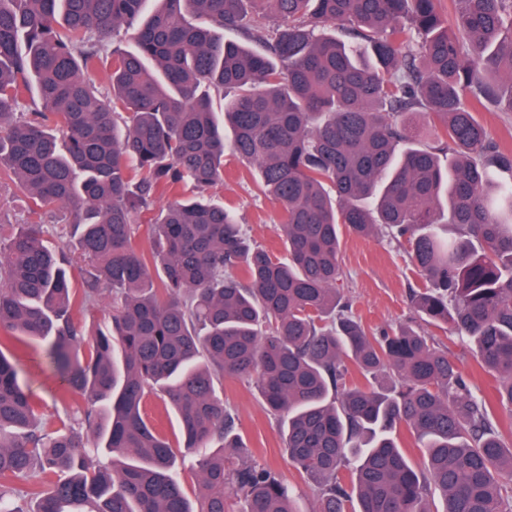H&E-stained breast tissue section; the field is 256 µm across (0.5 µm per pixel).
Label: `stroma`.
<instances>
[{
    "label": "stroma",
    "mask_w": 512,
    "mask_h": 512,
    "mask_svg": "<svg viewBox=\"0 0 512 512\" xmlns=\"http://www.w3.org/2000/svg\"><path fill=\"white\" fill-rule=\"evenodd\" d=\"M211 194L236 212L252 239L275 255L283 254V241L274 230L279 219L278 205L257 191L251 177L232 157H225L224 181ZM341 259L342 293L365 327L378 330L408 325L434 336L436 342L447 344L462 360L473 391L486 397L493 395V379L478 366L469 345L448 340L442 329L414 314L410 293L425 287L426 280L412 265L406 245L346 233L341 237ZM42 350V345L33 341L23 345L18 353L20 378L27 384L41 417L53 420L62 413L63 404L56 380L38 366ZM224 400L236 415L239 432L253 448L256 460L277 470L299 491L302 512H310L315 502L314 490L284 459L278 425L260 406L254 386L242 379L225 380Z\"/></svg>",
    "instance_id": "stroma-1"
}]
</instances>
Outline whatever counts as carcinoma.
Here are the masks:
<instances>
[{
	"label": "carcinoma",
	"mask_w": 512,
	"mask_h": 512,
	"mask_svg": "<svg viewBox=\"0 0 512 512\" xmlns=\"http://www.w3.org/2000/svg\"><path fill=\"white\" fill-rule=\"evenodd\" d=\"M438 2L0 0V172L32 213H68L66 243L0 224V512H302L237 433L226 377L255 379L313 512H512L495 409L512 411V181L491 177L512 150L477 117L512 112V0H452L453 30ZM122 30L135 50L113 46ZM100 67L105 97L86 79ZM227 150L279 204L285 257L205 197ZM344 230L408 244L430 282L413 309L473 344L495 402L433 337L363 325L336 288ZM105 291L86 336L76 313ZM25 336L68 398L53 422L4 354ZM152 394L176 447L143 412ZM95 451L112 465L91 468ZM112 300L108 297L103 298L94 307L85 309L77 315V322L85 334H90L96 328L104 326L107 323L108 313L111 311Z\"/></svg>",
	"instance_id": "cac0c4a2"
}]
</instances>
